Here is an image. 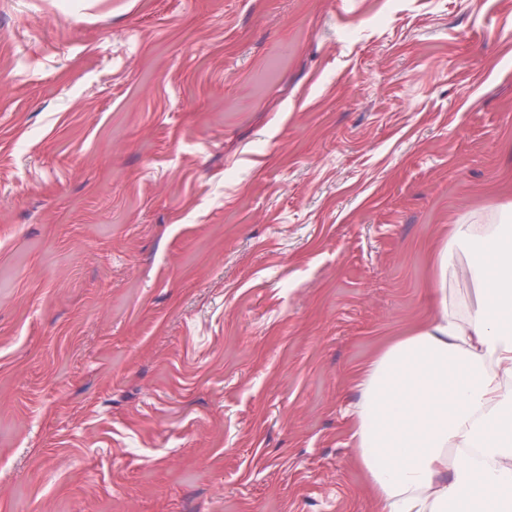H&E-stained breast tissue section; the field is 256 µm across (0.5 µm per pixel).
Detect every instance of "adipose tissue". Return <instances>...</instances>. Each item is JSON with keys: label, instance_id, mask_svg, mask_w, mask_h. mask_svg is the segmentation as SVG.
<instances>
[{"label": "adipose tissue", "instance_id": "ef3b65f1", "mask_svg": "<svg viewBox=\"0 0 512 512\" xmlns=\"http://www.w3.org/2000/svg\"><path fill=\"white\" fill-rule=\"evenodd\" d=\"M456 245L474 251L462 274L476 306L461 314L437 298L356 376L352 440L382 512H512V223L480 241L455 225L440 274Z\"/></svg>", "mask_w": 512, "mask_h": 512}]
</instances>
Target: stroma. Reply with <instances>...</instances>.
Segmentation results:
<instances>
[{
  "mask_svg": "<svg viewBox=\"0 0 512 512\" xmlns=\"http://www.w3.org/2000/svg\"><path fill=\"white\" fill-rule=\"evenodd\" d=\"M512 210V0H0V512H377L355 373Z\"/></svg>",
  "mask_w": 512,
  "mask_h": 512,
  "instance_id": "stroma-1",
  "label": "stroma"
}]
</instances>
